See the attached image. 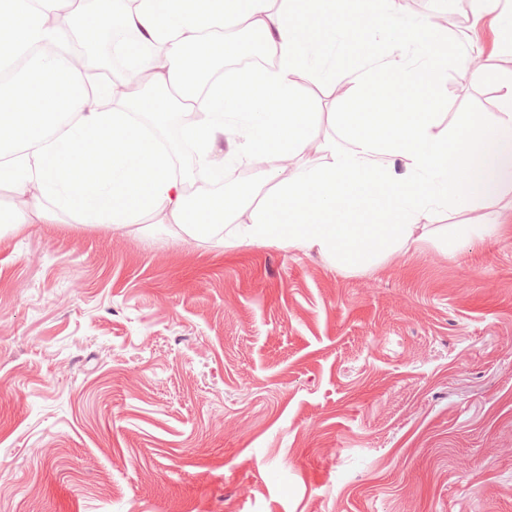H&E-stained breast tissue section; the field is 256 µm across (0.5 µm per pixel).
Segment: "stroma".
Listing matches in <instances>:
<instances>
[{
	"label": "stroma",
	"instance_id": "obj_1",
	"mask_svg": "<svg viewBox=\"0 0 512 512\" xmlns=\"http://www.w3.org/2000/svg\"><path fill=\"white\" fill-rule=\"evenodd\" d=\"M441 14L439 130L495 120L512 16ZM370 8L321 67L376 65ZM482 50L488 68L462 62ZM496 238L349 274L172 224L0 229V512H512V198Z\"/></svg>",
	"mask_w": 512,
	"mask_h": 512
}]
</instances>
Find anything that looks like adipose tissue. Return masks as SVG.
<instances>
[{
  "label": "adipose tissue",
  "instance_id": "ef3b65f1",
  "mask_svg": "<svg viewBox=\"0 0 512 512\" xmlns=\"http://www.w3.org/2000/svg\"><path fill=\"white\" fill-rule=\"evenodd\" d=\"M349 0H323L309 28L297 23V0H138L129 10L84 9L67 0L84 31L108 33L116 54L142 79L116 106L112 90H87L85 75L37 49L66 46L68 31L50 24L51 0H0V190L12 202L8 224H46L68 214L76 224L122 231L153 216L202 240L224 225L226 241L252 247L278 241L290 251H315L358 272L396 251L439 241L458 251L499 235L483 216L438 235L432 216L443 209L485 207L512 196V44L499 76L505 112L496 123L467 114L442 132L432 113L380 111L376 74L325 72L315 61L343 37L339 19ZM383 36L381 66L405 86L436 68L410 59L407 31L394 0H375ZM258 37L270 66L217 73L241 53L228 24ZM21 75L13 70L20 60ZM331 87L333 110L313 111L296 77ZM337 136L318 140L320 121ZM176 127L197 155L194 177L177 170L172 146L158 131ZM265 162L260 181L224 190L231 165ZM400 203L396 218L370 215L371 197ZM355 214L352 224L342 223Z\"/></svg>",
  "mask_w": 512,
  "mask_h": 512
}]
</instances>
